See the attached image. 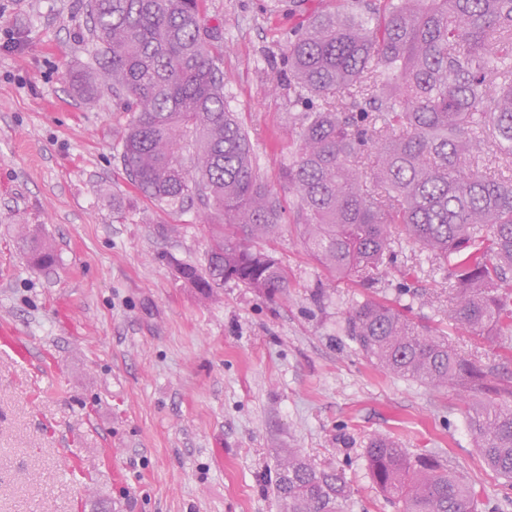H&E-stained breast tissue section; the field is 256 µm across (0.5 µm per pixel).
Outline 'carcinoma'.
I'll return each instance as SVG.
<instances>
[{"mask_svg":"<svg viewBox=\"0 0 512 512\" xmlns=\"http://www.w3.org/2000/svg\"><path fill=\"white\" fill-rule=\"evenodd\" d=\"M204 0H88V68L68 74L81 95L107 86L129 117L114 145L134 187L168 214L200 204L216 225L205 266L179 265L204 296L233 280L269 297L288 269L260 241L286 218L230 110L205 26ZM284 78L304 106L281 168L293 219L335 280L370 281L396 237L454 259L448 321L512 334V177L481 169L489 145L512 168V0H383L365 12L323 9L294 31ZM28 262L56 263L34 232ZM347 332L379 368L477 401L469 426L482 460L512 479V380L443 334L374 299L347 313ZM374 484L403 512H474L471 488L440 461L411 458L375 437ZM280 512H336L344 473L290 450L277 459Z\"/></svg>","mask_w":512,"mask_h":512,"instance_id":"1","label":"carcinoma"}]
</instances>
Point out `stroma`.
Returning a JSON list of instances; mask_svg holds the SVG:
<instances>
[{
	"instance_id": "obj_1",
	"label": "stroma",
	"mask_w": 512,
	"mask_h": 512,
	"mask_svg": "<svg viewBox=\"0 0 512 512\" xmlns=\"http://www.w3.org/2000/svg\"><path fill=\"white\" fill-rule=\"evenodd\" d=\"M86 0H0V512H279L276 454L343 470L341 512H397L364 461L371 440L428 455L512 512V483L477 456L455 389L366 359L348 310L376 298L512 377V336L448 323L451 267L396 240L374 283L331 281L285 225L267 249L287 296L229 281L203 298L176 264L205 265L213 227L143 198L112 146L128 116L65 74L91 60ZM321 0H205L221 67L261 176L281 168L303 113L276 85L286 36ZM58 256L32 269L24 228Z\"/></svg>"
}]
</instances>
